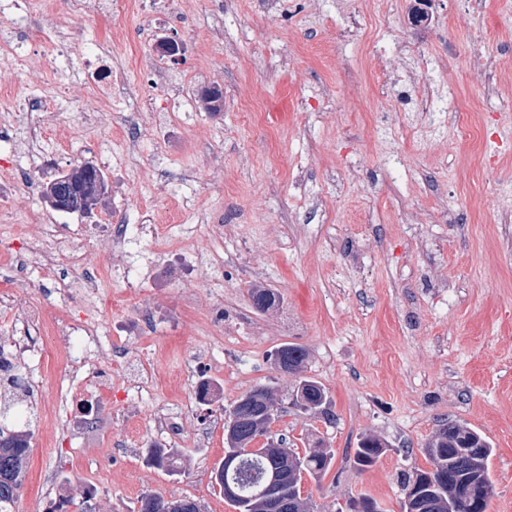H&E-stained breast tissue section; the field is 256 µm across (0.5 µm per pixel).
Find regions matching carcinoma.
Masks as SVG:
<instances>
[{
    "label": "carcinoma",
    "mask_w": 512,
    "mask_h": 512,
    "mask_svg": "<svg viewBox=\"0 0 512 512\" xmlns=\"http://www.w3.org/2000/svg\"><path fill=\"white\" fill-rule=\"evenodd\" d=\"M74 183L80 193L73 198L68 208L72 213H84L87 199L106 192V182L101 170L90 162L73 166L68 172L62 173L44 186V196L53 201L60 189ZM277 355L288 359L300 377L296 379L294 390L302 393L305 405L315 406V410L325 412L323 406L327 394L322 385L316 380L301 375L308 358L307 351L296 344L282 346ZM267 401L273 400L270 388H254L238 398L242 402L244 420L237 424V440L243 443L249 441L257 420L263 419L264 405L257 397ZM30 436L27 433H17L9 429L8 424H0V512H13V507L19 497V492L25 477L27 460L30 452ZM386 443L377 436H366L358 443L354 451V463L361 468L372 466L382 455L380 449ZM426 449L431 465L440 467L446 474V479L439 481L441 488L426 494L423 502L429 505L426 512H448V502L452 500L466 501L472 497L474 486L480 484L493 487L489 475V461L493 455L490 442L476 430L450 421L440 425L429 439ZM151 463L168 471L177 466L176 454L168 448L155 447L150 452ZM297 475L307 473L319 476L329 469L332 456L323 448H315L305 455H295ZM280 465V461L272 452L261 450L246 455L240 470L230 469L224 472V480L233 483L237 480L245 485L255 481L262 470H268ZM138 512H200L199 505L189 498L166 500L161 496L147 494L140 498Z\"/></svg>",
    "instance_id": "obj_1"
}]
</instances>
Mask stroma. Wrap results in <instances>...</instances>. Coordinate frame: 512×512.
I'll return each instance as SVG.
<instances>
[{
  "label": "stroma",
  "mask_w": 512,
  "mask_h": 512,
  "mask_svg": "<svg viewBox=\"0 0 512 512\" xmlns=\"http://www.w3.org/2000/svg\"><path fill=\"white\" fill-rule=\"evenodd\" d=\"M56 8L90 43L125 29L112 65L138 83L143 17ZM416 10V0H284L273 18L260 0H192L179 35L196 53L180 72L202 62L223 73V109L176 113L134 156L109 129L75 125L58 167L104 152L126 190L103 200L116 218L138 223L144 202L162 212L187 202L185 225L207 213L198 236L224 301L214 307L185 277L175 241L135 235L123 255L102 240L99 214L66 219L62 232L106 277L97 295L64 300L36 276L28 297L92 312L104 332L124 328L125 360L107 375L113 402L93 404L95 425L74 437L79 411L58 388L79 342L34 337L17 365L35 388L14 512H45L55 497L66 512H137L147 493L237 512L211 476L232 405L259 386L281 403L274 439L333 455L305 479L315 512L360 497L402 512L405 478L429 468L425 444L448 421L492 444L488 512H512V0H430L413 27ZM283 92L279 124L270 110ZM212 223L227 235L212 237ZM253 288L272 290L275 306L256 309ZM288 343L307 350L303 374L324 387L327 414L293 405L295 378L272 361ZM165 409L184 419L175 472L148 461ZM367 435L387 449L361 470L353 455Z\"/></svg>",
  "instance_id": "35a3bbf8"
}]
</instances>
